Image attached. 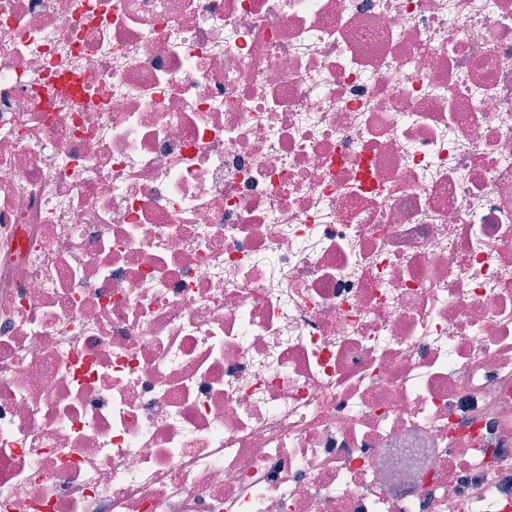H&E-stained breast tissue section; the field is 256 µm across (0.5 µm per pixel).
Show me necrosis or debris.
Here are the masks:
<instances>
[{"instance_id": "4bbe7bcc", "label": "necrosis or debris", "mask_w": 512, "mask_h": 512, "mask_svg": "<svg viewBox=\"0 0 512 512\" xmlns=\"http://www.w3.org/2000/svg\"><path fill=\"white\" fill-rule=\"evenodd\" d=\"M0 512H512V0H0Z\"/></svg>"}]
</instances>
